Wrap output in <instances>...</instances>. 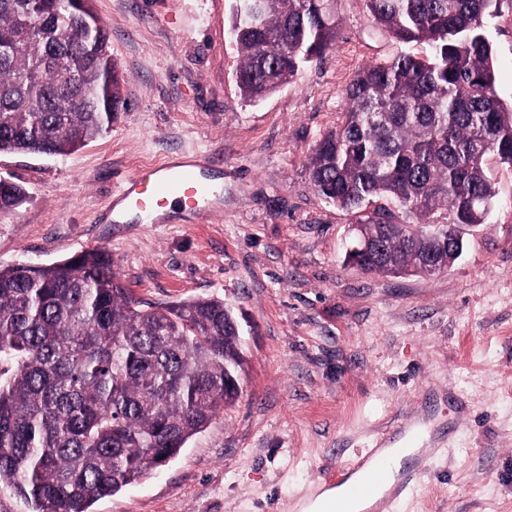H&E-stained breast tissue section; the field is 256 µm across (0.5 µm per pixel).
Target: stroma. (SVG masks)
I'll return each instance as SVG.
<instances>
[{"label": "stroma", "instance_id": "obj_1", "mask_svg": "<svg viewBox=\"0 0 512 512\" xmlns=\"http://www.w3.org/2000/svg\"><path fill=\"white\" fill-rule=\"evenodd\" d=\"M232 0H93L125 78L111 130L63 156L0 154L26 202L0 213V265L100 247L143 301L220 297L242 335L240 395L166 466L92 512H292L332 467L416 417L430 471L384 512H512V166L461 257L431 277L348 263L357 213L319 196L312 149L374 61L420 45L376 27L365 0H332L336 39L288 86L244 102ZM496 90L512 100V0L486 21ZM195 156L224 195L194 218L110 224L136 168Z\"/></svg>", "mask_w": 512, "mask_h": 512}]
</instances>
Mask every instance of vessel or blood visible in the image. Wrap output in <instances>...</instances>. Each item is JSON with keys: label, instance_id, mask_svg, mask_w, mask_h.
<instances>
[{"label": "vessel or blood", "instance_id": "1", "mask_svg": "<svg viewBox=\"0 0 512 512\" xmlns=\"http://www.w3.org/2000/svg\"><path fill=\"white\" fill-rule=\"evenodd\" d=\"M218 190V184L202 160L180 159L131 173L113 193L112 199L125 204L135 217L146 218L171 200L182 202L191 209L209 207ZM350 470H364L369 475L367 483L351 487L352 493L371 495L382 488L396 498L422 484L429 463L424 454H417L414 462L394 477L390 474L388 456L382 449L373 448L357 457Z\"/></svg>", "mask_w": 512, "mask_h": 512}]
</instances>
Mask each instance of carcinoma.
<instances>
[{"mask_svg":"<svg viewBox=\"0 0 512 512\" xmlns=\"http://www.w3.org/2000/svg\"><path fill=\"white\" fill-rule=\"evenodd\" d=\"M56 0H0V154H70L112 126L124 78L107 32L89 45L82 16ZM501 0H366L398 43L423 45L361 69L343 90L344 119L316 142L308 178L346 210L377 197L418 219L376 210L359 219L365 272L448 269L464 241L436 224H482L497 191L489 161L512 165V103L495 90L484 20ZM243 61L241 97L288 85L335 38L326 0H233L229 24ZM78 85L54 81L55 59ZM26 200L0 186V213ZM233 312L218 297L144 304L102 248L51 264L0 265V481L31 512H91L165 466L239 390L224 374L243 362Z\"/></svg>","mask_w":512,"mask_h":512,"instance_id":"obj_1","label":"carcinoma"}]
</instances>
